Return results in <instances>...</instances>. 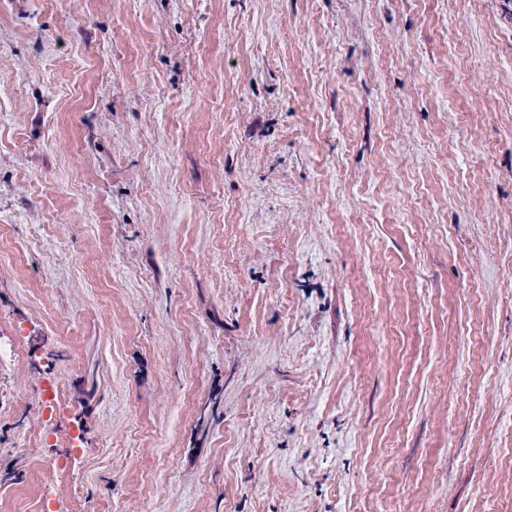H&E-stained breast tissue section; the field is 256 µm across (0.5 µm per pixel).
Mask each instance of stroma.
Segmentation results:
<instances>
[{
	"label": "stroma",
	"instance_id": "stroma-1",
	"mask_svg": "<svg viewBox=\"0 0 512 512\" xmlns=\"http://www.w3.org/2000/svg\"><path fill=\"white\" fill-rule=\"evenodd\" d=\"M48 489L512 512V0H0V512Z\"/></svg>",
	"mask_w": 512,
	"mask_h": 512
}]
</instances>
